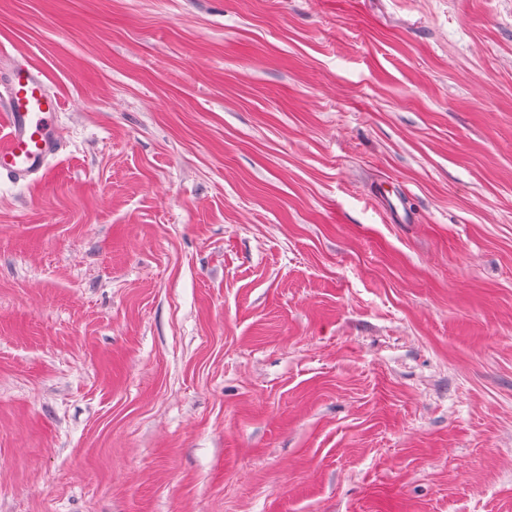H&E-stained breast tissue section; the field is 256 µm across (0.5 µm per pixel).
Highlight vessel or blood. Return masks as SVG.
Listing matches in <instances>:
<instances>
[{"label": "vessel or blood", "instance_id": "b4317fda", "mask_svg": "<svg viewBox=\"0 0 512 512\" xmlns=\"http://www.w3.org/2000/svg\"><path fill=\"white\" fill-rule=\"evenodd\" d=\"M60 109L59 97L38 70L24 63L0 65V116L8 128L0 142V174L24 180L45 171L64 148L54 127Z\"/></svg>", "mask_w": 512, "mask_h": 512}]
</instances>
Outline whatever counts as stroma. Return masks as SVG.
<instances>
[{"label":"stroma","mask_w":512,"mask_h":512,"mask_svg":"<svg viewBox=\"0 0 512 512\" xmlns=\"http://www.w3.org/2000/svg\"><path fill=\"white\" fill-rule=\"evenodd\" d=\"M64 148L0 177V512H512V0H0Z\"/></svg>","instance_id":"35a3bbf8"}]
</instances>
